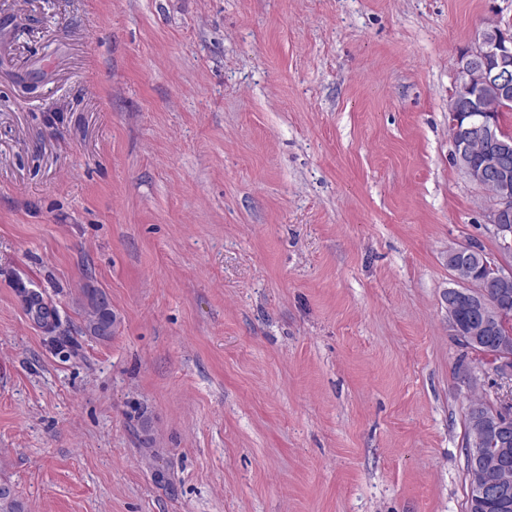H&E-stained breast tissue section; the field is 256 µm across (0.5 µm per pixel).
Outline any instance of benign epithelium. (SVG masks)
I'll use <instances>...</instances> for the list:
<instances>
[{
    "mask_svg": "<svg viewBox=\"0 0 512 512\" xmlns=\"http://www.w3.org/2000/svg\"><path fill=\"white\" fill-rule=\"evenodd\" d=\"M500 99L512 97V34L507 30L483 27L477 31L471 46L464 49L456 69L453 87L448 96V129L458 128L456 116L461 110L470 113L471 126L478 141L495 144L500 152L486 156L481 168L469 164V145L453 142L457 166L475 184L482 186L491 181L496 193L485 213L487 223L493 225L502 248L512 251V146L501 140L500 125L492 113L482 107L487 93ZM475 247L465 245L448 248V266L453 270L457 287L448 289V327L453 336L470 346H478L485 336L495 332L500 352L490 354L479 366L483 373L490 372L508 384L506 395L498 399L502 407L512 405V335L501 330L503 309L499 299L512 295V267L494 263L489 267L485 287L473 288L472 264L466 260ZM474 440L470 454L481 456L485 440L493 436L498 442L497 452L512 453V417L493 419L477 414L473 420ZM472 491L482 498L490 491L486 471L479 467L473 472Z\"/></svg>",
    "mask_w": 512,
    "mask_h": 512,
    "instance_id": "7a95c632",
    "label": "benign epithelium"
}]
</instances>
